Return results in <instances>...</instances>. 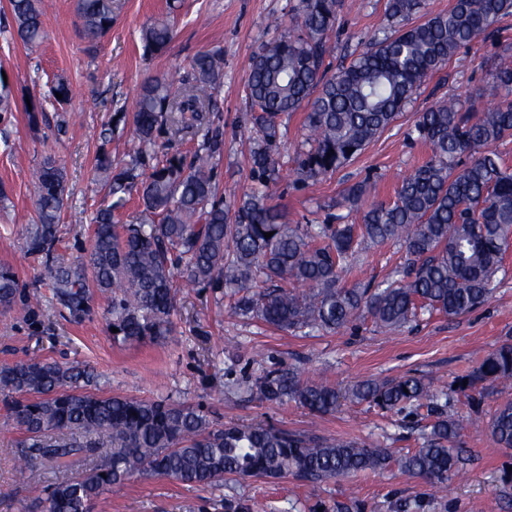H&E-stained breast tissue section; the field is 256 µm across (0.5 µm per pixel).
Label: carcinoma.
Instances as JSON below:
<instances>
[{
  "label": "carcinoma",
  "mask_w": 512,
  "mask_h": 512,
  "mask_svg": "<svg viewBox=\"0 0 512 512\" xmlns=\"http://www.w3.org/2000/svg\"><path fill=\"white\" fill-rule=\"evenodd\" d=\"M14 30L27 45L44 36V0H10ZM338 0H298L301 30L267 41L254 55L246 95L257 138L249 150L256 186L237 207L224 208L214 178L224 153L220 127L207 119L223 83L220 51H203L187 76L144 80L133 110L134 129L124 165L103 151L97 158L110 202L93 217L90 248L66 263L57 253L66 207L67 173L52 160L32 175L37 222L28 252L40 259L56 303L76 322L92 315V292L111 299L109 326L116 344L167 335L182 288L230 289L239 316H258L284 332L315 327L335 331L365 317L399 327L426 308L460 316L493 294L496 274L512 253V168L496 144L512 139V55L499 57L501 95L488 109L453 98L419 113L413 133L430 156L398 184L395 200L370 204L359 224H290L260 187L280 178L274 147L283 115L303 113L309 148L295 157L296 173L316 178L336 172L400 116L416 91L460 50L498 31L512 0H453L448 11L420 23L423 0H386L390 31L339 74L327 76L325 57L336 29ZM84 37L96 42L112 29V0H76ZM150 54L164 51L173 30L164 20L141 34ZM72 89L57 79L49 96ZM192 130L201 143L191 158L158 156L165 124ZM137 195L143 217L120 224L116 212ZM272 233L269 238L266 233ZM400 242L416 258L403 279L384 287L347 288L355 247L363 241ZM24 286L0 266V305L12 306ZM98 375L88 363L30 359L0 367V399L23 431V469L38 461L50 470L82 468L50 484L45 512H91L110 486L137 475H161L212 486L227 475L308 482L382 470L396 463L415 479L443 485L464 467L456 446L465 424L481 421L485 380L512 384V344L489 353L456 390L467 397L462 420L441 411L422 379L403 375L366 380L352 397L382 410L434 416L421 445L397 458L354 439L323 438L274 426H224L198 405L94 392ZM466 386H461V383ZM272 402H294L313 413L336 411L339 395L327 381H304L261 367L252 378ZM489 428L499 447L512 449V402L500 405Z\"/></svg>",
  "instance_id": "1"
}]
</instances>
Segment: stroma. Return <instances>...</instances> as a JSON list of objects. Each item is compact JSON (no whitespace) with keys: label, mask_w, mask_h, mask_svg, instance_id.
<instances>
[{"label":"stroma","mask_w":512,"mask_h":512,"mask_svg":"<svg viewBox=\"0 0 512 512\" xmlns=\"http://www.w3.org/2000/svg\"><path fill=\"white\" fill-rule=\"evenodd\" d=\"M298 0H113L111 30L98 42L82 33L74 0H51L44 16V38L25 45L11 21L9 0H0V72L15 103L0 113V263L16 271L39 306L0 307V365L39 357L87 362L98 374L100 393L142 399L203 404L221 423L263 424L325 438H352L398 456L416 448L424 426L413 414L384 411L351 397L354 385L403 374L423 379L431 391L470 374L494 348L512 343V258L496 275L491 298L474 311L449 317L424 314L403 327L386 329L365 320L327 333L281 332L259 319L235 314L233 300L210 289L179 291L171 335L119 345L107 328L108 302L94 295V315L80 322L62 315L41 267L27 252L26 236L36 219L29 189L31 172L54 159L67 172L68 206L61 215L59 254L75 257L88 248L91 219L105 202L95 170L100 151L126 158L132 112L142 82L150 76L175 77L203 50H221L224 82L213 94L211 120L224 132V157L215 174L227 207H235L251 184L253 125L245 95L251 58L260 46L296 26ZM170 20L173 39L160 54H145L141 30ZM385 0H340L337 31L331 40V71H339L366 46L375 31L387 29ZM512 54V15L499 32L458 52L416 95L403 114L362 153L319 179L298 178L293 159L303 147L302 115L283 116L278 142L282 177L267 194L291 224H333L356 219L347 189L369 183L368 201L391 202L399 175L425 161L430 148L410 134L418 113L441 98L456 97L478 108L499 98L494 71L500 55ZM73 90L66 112L46 106L38 126L25 112L33 91L47 92L55 76ZM348 284L391 282L408 270L404 247L368 244L355 255ZM300 378H327L339 394L336 412L319 415L295 404L267 401L244 383L258 366ZM484 422L461 438L469 462L446 488L412 479L397 466L312 484L288 476L269 480L226 476L214 487L150 477L104 492L93 512H512V450L500 448L487 421L512 401V386L484 384ZM21 432L0 406V512H42L45 487L66 478L63 470L35 469L18 480L15 460Z\"/></svg>","instance_id":"35a3bbf8"}]
</instances>
